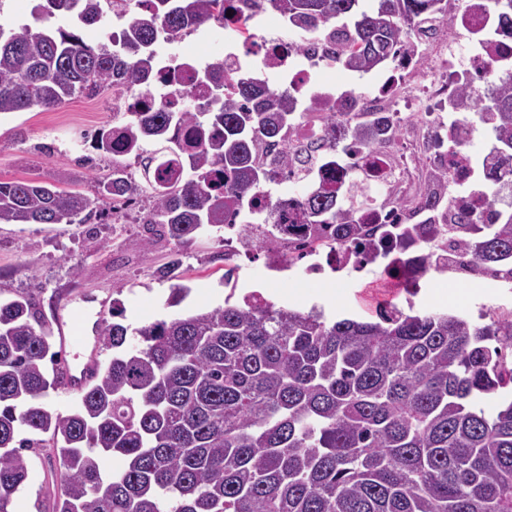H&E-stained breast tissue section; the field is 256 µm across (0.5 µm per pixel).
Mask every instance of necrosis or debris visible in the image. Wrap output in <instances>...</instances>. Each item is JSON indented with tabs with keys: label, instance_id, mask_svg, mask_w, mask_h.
Segmentation results:
<instances>
[{
	"label": "necrosis or debris",
	"instance_id": "necrosis-or-debris-1",
	"mask_svg": "<svg viewBox=\"0 0 512 512\" xmlns=\"http://www.w3.org/2000/svg\"><path fill=\"white\" fill-rule=\"evenodd\" d=\"M263 13L236 0L233 18L224 25V54L221 63L199 62L195 57L174 53L156 59L154 78L149 86L126 87L112 94V159L135 165L136 154L125 143L126 120L131 113L148 112L163 104L172 111L186 104L203 105L212 83L236 87L245 76L257 73L281 75L296 97L306 95V80L326 69H341L338 59L328 56L323 41L314 51L304 53L302 69L294 67V53L287 38L278 34H257L256 21ZM398 63L372 96L362 98L359 109L395 117L401 102L397 90L407 84L419 86L432 106V119L410 140L404 158H396L388 143H377L374 152L355 146L333 153L320 149L325 135L324 117L337 104L334 85L319 84L314 93L319 108L312 122L296 123L286 139L297 153L311 155L309 172L303 180L317 178L324 184L340 185L345 171L367 176L384 187L387 204L381 210L362 209L357 218L363 224L384 225L390 242L355 247L330 239L314 240L295 196L283 198L272 207L260 196L253 209H273L277 249L266 253L267 274L302 270L307 278L326 272L358 279L385 268L398 291V302L389 306L397 311L401 303H412L422 285L434 274L448 271V243L435 225H412L407 203L419 194L421 172L433 169L447 173L452 189L450 200L463 213L482 214L498 207L501 197H512V178L500 183L501 193L487 194L483 174L469 148L477 129L471 116L470 99L494 91L505 73L512 71V36L504 33L486 0H448V17L437 21L431 32L413 38L397 55ZM443 132L441 146L433 136Z\"/></svg>",
	"mask_w": 512,
	"mask_h": 512
}]
</instances>
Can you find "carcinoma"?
Segmentation results:
<instances>
[{
	"label": "carcinoma",
	"mask_w": 512,
	"mask_h": 512,
	"mask_svg": "<svg viewBox=\"0 0 512 512\" xmlns=\"http://www.w3.org/2000/svg\"><path fill=\"white\" fill-rule=\"evenodd\" d=\"M126 2L117 46L89 45L75 28L0 25V114L146 85L159 35L224 26L217 0ZM244 2L273 9L298 32L345 34L342 62L362 74L447 14L443 0H375L368 11L359 0ZM36 9L99 21L96 0ZM294 109L291 93L243 78L233 97L216 85L205 112L133 113L137 165L152 190L142 243L219 234L224 210L277 173L306 167L283 137L305 116ZM473 109L495 118L484 163L492 192L512 173V78L488 103L473 99ZM177 124L199 128L196 151L170 133ZM333 126L370 152L376 138L399 131L367 117ZM106 190L118 199L132 185L118 168ZM447 197L448 174H429L420 208L446 215ZM385 204L360 176L343 202L330 187L301 196L306 223L332 227L342 242L368 236L355 212ZM97 209L96 196L0 182V224H82ZM443 230L479 269L512 260L511 203L491 223L480 215ZM135 333L141 345L130 347L128 327L104 321L112 357L95 365L76 409L54 415L44 403L58 384L44 366L58 356L51 329L32 294L0 300V512L28 479V448L52 449L59 465L53 512H512V400L490 414L481 406L503 389L487 342L512 337L511 313L490 325L440 311L329 321L315 307L227 299ZM112 456L124 466L108 470Z\"/></svg>",
	"instance_id": "1"
}]
</instances>
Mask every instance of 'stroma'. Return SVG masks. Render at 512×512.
Returning <instances> with one entry per match:
<instances>
[{
  "label": "stroma",
  "instance_id": "35a3bbf8",
  "mask_svg": "<svg viewBox=\"0 0 512 512\" xmlns=\"http://www.w3.org/2000/svg\"><path fill=\"white\" fill-rule=\"evenodd\" d=\"M112 125V93L70 99L52 109L35 108L0 115V182L36 180L66 190L99 195L98 189L112 174L110 156L90 149L100 130ZM100 212L81 224H0V298L38 290L48 323H55L64 302L82 314L74 326L77 336L95 332V322L112 314L113 302L124 309L123 322L136 328L157 319L212 308L224 302V274L236 266L240 278L262 279L259 257L223 259L224 244L206 233L184 247L166 238H154L146 247L145 207L129 212L128 221H112V198L100 196ZM183 252L181 284L190 294L177 307L167 304L171 283L156 272L176 252ZM343 315L372 318L392 292L383 271L362 282H337ZM279 306L303 311L324 305L325 296L316 279H283L267 290ZM29 478L15 494L12 512H39L53 508L50 486L57 465L48 449L27 453Z\"/></svg>",
  "mask_w": 512,
  "mask_h": 512
}]
</instances>
